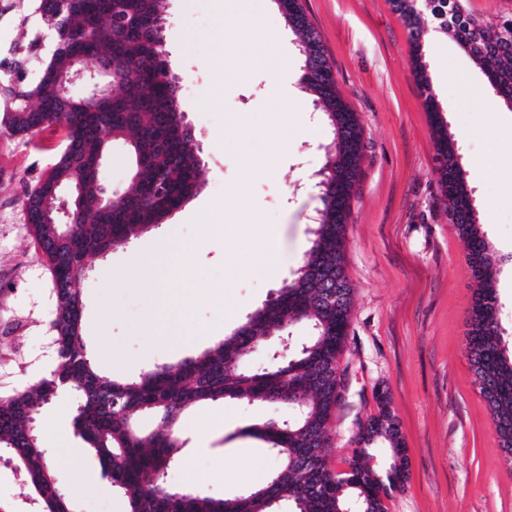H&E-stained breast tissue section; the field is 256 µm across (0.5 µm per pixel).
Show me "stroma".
<instances>
[{
    "instance_id": "obj_1",
    "label": "stroma",
    "mask_w": 512,
    "mask_h": 512,
    "mask_svg": "<svg viewBox=\"0 0 512 512\" xmlns=\"http://www.w3.org/2000/svg\"><path fill=\"white\" fill-rule=\"evenodd\" d=\"M336 86L363 128L364 159L345 231V271L354 289L348 383L334 413L327 455L340 471L360 421L386 390L407 447L410 478L386 499V512H512V463L500 448L489 408L466 356L476 284L439 188L433 119L413 72L409 31L389 0H305ZM166 45L180 78L182 109L205 165V183L162 224L89 259L80 281L83 334L98 369L133 379L162 363L193 358L230 334L288 281L309 247L320 204L316 173L328 139L306 132L308 101L276 96L268 64L240 52L237 21L221 0H169ZM427 76L449 133L464 132L461 165L476 220L500 259L496 292L512 341V110L497 103L482 71L452 38L424 45ZM224 89L214 101L213 87ZM59 133L39 142L0 137V387L26 388L43 374L49 339V282L27 234L22 196L53 161ZM257 222L275 233V270L224 277V261L249 255L243 231ZM166 240L175 260L162 280L148 269ZM225 286L226 307L212 290ZM169 296L181 346L145 348L161 294ZM76 398L60 393L35 426L75 512H128L125 497L71 436ZM288 414L286 407L227 399L188 410L186 445L167 472L174 488L231 498L268 481L277 460L248 428ZM71 437L63 452L59 437ZM223 456L216 466L215 456Z\"/></svg>"
}]
</instances>
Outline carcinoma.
I'll return each instance as SVG.
<instances>
[{
	"label": "carcinoma",
	"instance_id": "cac0c4a2",
	"mask_svg": "<svg viewBox=\"0 0 512 512\" xmlns=\"http://www.w3.org/2000/svg\"><path fill=\"white\" fill-rule=\"evenodd\" d=\"M20 25L27 42L0 58V136L28 141L49 128L64 139L53 162L26 185L22 208L34 252L50 283V329L55 363L24 389L0 393V459L12 462L30 489L35 512H74L60 489L56 466L35 428L41 409L59 391L75 393L74 435L99 460L102 473L123 494L130 512H386L385 498L409 479L404 439L386 394L379 411L358 423L346 468L326 465L329 423L346 393L339 359L346 348L353 288L345 273L344 242L351 198L364 154L357 115L338 94L319 34L307 23L303 0H274L285 25L298 37L302 90L329 128L317 171L321 207L312 218L311 245L284 287L246 321L199 356L164 363L130 380L101 373L83 334V300L78 282L83 261L125 244L162 223L203 185L204 164L197 139L185 121L163 38L168 0H106L96 13L82 0H21ZM409 29L414 71L420 88L430 89L422 62V40L431 29L452 35L482 68L497 100L512 109V13L490 21L476 17L467 0H390ZM95 45L93 61L123 69L107 96L67 94L60 78L75 69L78 45ZM434 116L439 184L448 221L464 243L477 285L470 308L467 356L488 404L498 439L512 431V354L504 344L494 275L500 259L476 224L471 192L457 140L448 133L435 95L425 98ZM120 141L131 160L124 197L108 206L88 191L72 197L73 219L87 224H47L38 203L47 188L86 187L93 163ZM341 287V307L327 300V285ZM308 334L286 355L255 369L241 367L244 352L265 347L298 323ZM252 404L276 403L293 411L282 422L255 425L249 433L272 448L277 468L262 488L216 499L169 486L165 474L186 444L183 412L226 398ZM145 414L160 429L143 434L136 421ZM381 450L386 468L372 461Z\"/></svg>",
	"mask_w": 512,
	"mask_h": 512
}]
</instances>
